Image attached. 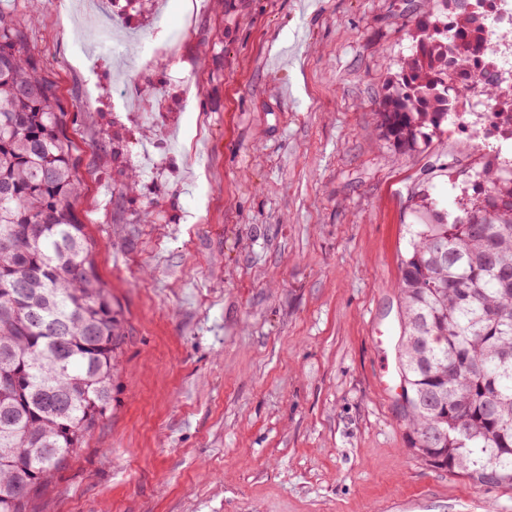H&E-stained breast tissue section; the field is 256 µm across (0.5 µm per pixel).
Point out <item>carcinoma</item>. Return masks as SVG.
Masks as SVG:
<instances>
[{
    "label": "carcinoma",
    "mask_w": 512,
    "mask_h": 512,
    "mask_svg": "<svg viewBox=\"0 0 512 512\" xmlns=\"http://www.w3.org/2000/svg\"><path fill=\"white\" fill-rule=\"evenodd\" d=\"M421 16L396 91L379 113L392 145L414 151L456 111L469 81L512 135V81L492 75L512 27L487 42L483 8ZM55 86L0 10V512H22L112 411L121 341L95 241L76 210L77 157ZM483 198L448 220L422 197L398 290L399 358L409 445L475 485L512 489V168L476 173ZM27 288L24 297L13 285Z\"/></svg>",
    "instance_id": "1"
}]
</instances>
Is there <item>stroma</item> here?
Segmentation results:
<instances>
[{
	"label": "stroma",
	"instance_id": "obj_1",
	"mask_svg": "<svg viewBox=\"0 0 512 512\" xmlns=\"http://www.w3.org/2000/svg\"><path fill=\"white\" fill-rule=\"evenodd\" d=\"M422 9L152 0L116 53L96 6L46 0L27 44L68 109L122 341L111 413L33 512H512V489L413 457L400 388L378 384L413 196L460 215L498 159L451 120L413 151L384 138ZM162 29L177 58L145 65ZM145 143L156 167L127 191Z\"/></svg>",
	"mask_w": 512,
	"mask_h": 512
}]
</instances>
